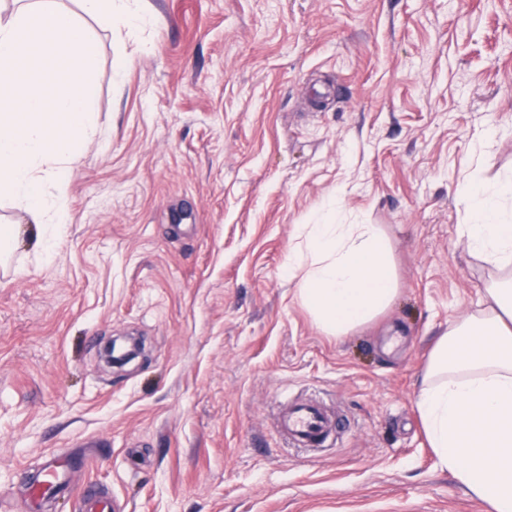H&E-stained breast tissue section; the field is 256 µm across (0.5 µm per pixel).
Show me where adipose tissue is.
Segmentation results:
<instances>
[{
	"instance_id": "adipose-tissue-1",
	"label": "adipose tissue",
	"mask_w": 512,
	"mask_h": 512,
	"mask_svg": "<svg viewBox=\"0 0 512 512\" xmlns=\"http://www.w3.org/2000/svg\"><path fill=\"white\" fill-rule=\"evenodd\" d=\"M13 0L0 7V191L30 221L0 226V250L47 253L68 222L66 187L78 148L96 133L93 76L100 46L82 21L132 25L117 0ZM474 221L460 225L472 255L512 269V221L496 184L465 189ZM288 258L298 297L317 326L340 337L373 323L397 295L391 248L376 224H340L334 209L301 227ZM417 408L442 469L490 512H512V280L486 290V304L449 324L432 347Z\"/></svg>"
}]
</instances>
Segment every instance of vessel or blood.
<instances>
[{"label":"vessel or blood","instance_id":"1","mask_svg":"<svg viewBox=\"0 0 512 512\" xmlns=\"http://www.w3.org/2000/svg\"><path fill=\"white\" fill-rule=\"evenodd\" d=\"M276 427L289 444L296 448L317 449L335 437L339 419L315 399H287L276 417ZM44 480L31 488L33 500L60 493L66 487L67 468L57 458L45 460Z\"/></svg>","mask_w":512,"mask_h":512}]
</instances>
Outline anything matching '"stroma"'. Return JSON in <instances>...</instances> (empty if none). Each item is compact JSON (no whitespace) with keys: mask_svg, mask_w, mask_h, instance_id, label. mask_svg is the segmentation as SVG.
I'll return each instance as SVG.
<instances>
[{"mask_svg":"<svg viewBox=\"0 0 512 512\" xmlns=\"http://www.w3.org/2000/svg\"><path fill=\"white\" fill-rule=\"evenodd\" d=\"M100 45L97 136L50 251L0 267V512L82 457L112 512H489L442 470L416 405L435 341L497 271L469 253L467 182L512 179V0H130ZM129 58L115 76L117 58ZM336 202L380 225L398 293L325 334L287 274ZM131 336L142 354L107 368ZM343 426L294 448L283 395Z\"/></svg>","mask_w":512,"mask_h":512,"instance_id":"obj_1","label":"stroma"}]
</instances>
